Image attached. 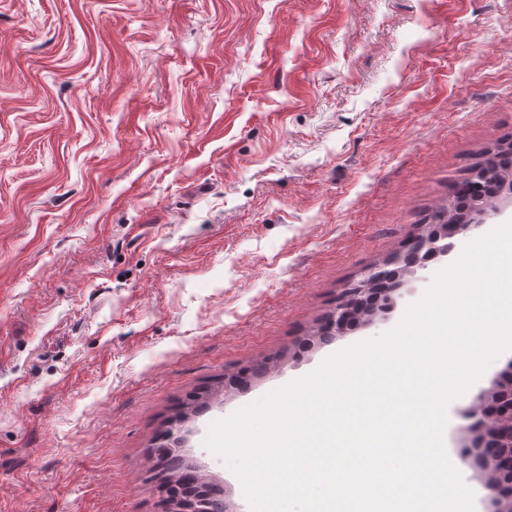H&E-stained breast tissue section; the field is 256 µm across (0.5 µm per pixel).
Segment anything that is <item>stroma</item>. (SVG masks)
Instances as JSON below:
<instances>
[{"label": "stroma", "instance_id": "35a3bbf8", "mask_svg": "<svg viewBox=\"0 0 512 512\" xmlns=\"http://www.w3.org/2000/svg\"><path fill=\"white\" fill-rule=\"evenodd\" d=\"M507 135L512 0H0V512H164L205 387L181 451L251 512L211 424L393 329L460 250L305 344ZM207 398L204 396H197L191 403L183 405L177 412L170 417L167 421L168 428L164 430L159 438V443L152 448V455L163 463V482H159V488L164 489L169 499H176L174 501H167L169 511L173 512H203L200 504L191 501L193 492L197 488L195 479L192 476L193 472L189 469V464L186 458L181 459L176 453L180 451L168 441L164 440V436L176 430L180 423L188 418L190 414L197 413V411L204 407L207 403ZM166 424V425H167ZM176 448V449H173ZM168 458L171 464L168 463ZM180 500H189L187 503H179Z\"/></svg>", "mask_w": 512, "mask_h": 512}]
</instances>
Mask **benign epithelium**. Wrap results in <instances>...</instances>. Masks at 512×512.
Listing matches in <instances>:
<instances>
[{
    "label": "benign epithelium",
    "mask_w": 512,
    "mask_h": 512,
    "mask_svg": "<svg viewBox=\"0 0 512 512\" xmlns=\"http://www.w3.org/2000/svg\"><path fill=\"white\" fill-rule=\"evenodd\" d=\"M483 223L484 219L479 218L440 225L433 236L421 233L413 243L449 253L455 248V238L478 233ZM389 279L386 267L370 269L361 285L346 292L336 305L329 333L343 334L360 317L367 323L372 321L374 314L359 311L356 302L370 293V286ZM463 418L467 424L462 426L455 448L460 466L483 479L487 490L485 512H512V364L493 380L490 388L480 390Z\"/></svg>",
    "instance_id": "1"
}]
</instances>
